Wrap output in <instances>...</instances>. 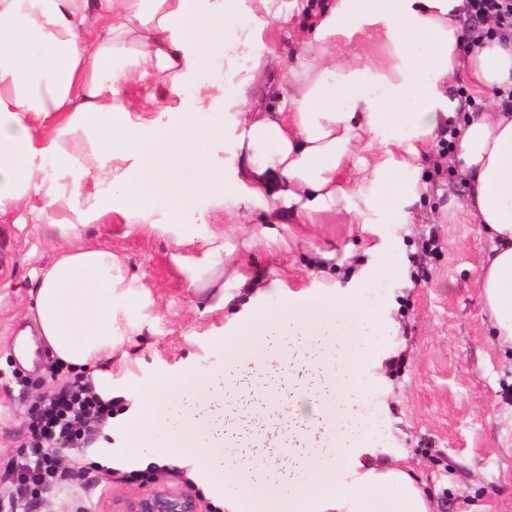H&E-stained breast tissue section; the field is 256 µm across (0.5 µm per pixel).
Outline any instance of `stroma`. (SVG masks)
Listing matches in <instances>:
<instances>
[{"instance_id": "obj_1", "label": "stroma", "mask_w": 512, "mask_h": 512, "mask_svg": "<svg viewBox=\"0 0 512 512\" xmlns=\"http://www.w3.org/2000/svg\"><path fill=\"white\" fill-rule=\"evenodd\" d=\"M304 21L295 14L263 34L280 70L296 61ZM384 41L382 25L355 21L337 36L336 50L371 54L382 51ZM448 158L440 141L423 160L409 224H269L265 191L254 194L242 223L228 224L223 210L200 201L198 212L224 231V291L233 297L215 312L204 311L186 272L202 258L203 244L176 246L179 227L158 225L162 207H154L151 225H93L88 238L111 246L126 287L141 301L123 319V344L111 362H92L90 371H111L114 396L134 408L136 391L160 375L223 367L218 342L231 336L239 318L242 280L273 282L285 292L344 288L381 257L384 243H394L400 276L367 293L369 300L387 302L395 325L383 339L380 374L389 393L375 412L379 445L405 456L425 482L435 512H512V348L500 344L483 309L479 281L489 235L466 213L467 188ZM56 251L38 225L0 224V493L16 482L8 463L26 443L33 386L53 391L73 377L45 346H36L28 367L15 352L28 325L34 275ZM244 372L236 403L224 406V425L261 444L273 461L267 478L276 483L288 477L280 451L292 438L277 400L299 376L283 362L274 370L251 363ZM70 458L78 468L110 461L103 494L86 503L51 485L41 490L37 512L48 501L56 512H117L123 499L161 484L193 491L203 512H225L223 494L205 469L183 460L181 449L154 462L131 457L118 429L108 427L94 448Z\"/></svg>"}]
</instances>
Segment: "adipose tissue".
I'll return each mask as SVG.
<instances>
[{
	"label": "adipose tissue",
	"mask_w": 512,
	"mask_h": 512,
	"mask_svg": "<svg viewBox=\"0 0 512 512\" xmlns=\"http://www.w3.org/2000/svg\"><path fill=\"white\" fill-rule=\"evenodd\" d=\"M463 6L322 0L307 14L297 64L278 76L262 33L286 17V0H0V223L39 224L60 246L36 273L31 309L48 349L76 368L111 357L117 317L137 296L111 249L83 234L96 224L152 223L148 202L183 224L200 199L269 186L275 224L344 215L355 224L412 223L410 177L457 107L453 79L512 85V39L462 47L454 18ZM364 14L385 27L383 53H337L330 38L341 21ZM219 60L232 94L202 100ZM217 107L229 122L214 121ZM366 148L382 159L362 168ZM450 162L468 188V213L493 242L482 298L497 335L512 343V112L470 113ZM358 167L374 194L354 205L344 176ZM377 194L389 200L386 212L375 207ZM187 272L208 308L224 307L223 234L211 233L203 262ZM397 273L386 255L348 288L281 297L250 289L248 316L224 341L223 369L140 388L122 428L128 453L186 449L223 489L228 512H431L402 458L377 447L367 410L392 320L365 295ZM281 336L329 352L338 381L334 396L308 397L309 425L329 442L313 449L310 479L285 487L265 485L263 463L247 471L224 464L223 429L198 412L202 394L223 399L225 373L261 362Z\"/></svg>",
	"instance_id": "adipose-tissue-1"
}]
</instances>
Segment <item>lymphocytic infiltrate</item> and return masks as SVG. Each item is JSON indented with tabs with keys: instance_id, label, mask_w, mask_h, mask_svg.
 <instances>
[{
	"instance_id": "lymphocytic-infiltrate-1",
	"label": "lymphocytic infiltrate",
	"mask_w": 512,
	"mask_h": 512,
	"mask_svg": "<svg viewBox=\"0 0 512 512\" xmlns=\"http://www.w3.org/2000/svg\"><path fill=\"white\" fill-rule=\"evenodd\" d=\"M464 11L470 43L512 38V0H465ZM112 413V401L103 399L88 381L74 380L40 398L29 412V444L13 464L19 490L6 502L5 512H32V501L42 485L69 489L77 474L49 455L47 444L64 434L74 445L90 447Z\"/></svg>"
}]
</instances>
